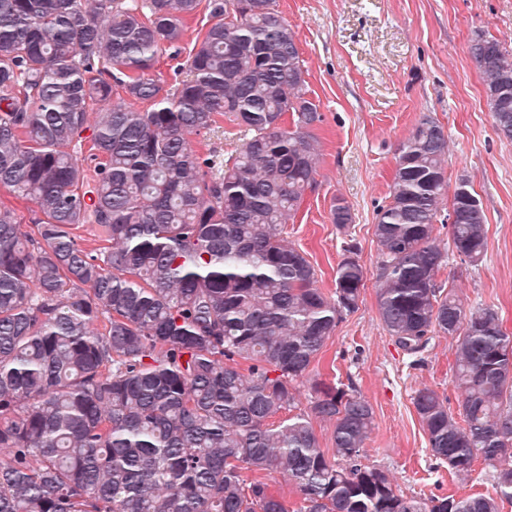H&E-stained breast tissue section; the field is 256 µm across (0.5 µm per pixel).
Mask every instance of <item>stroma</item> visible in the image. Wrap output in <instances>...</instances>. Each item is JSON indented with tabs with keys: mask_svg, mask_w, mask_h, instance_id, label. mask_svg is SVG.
<instances>
[{
	"mask_svg": "<svg viewBox=\"0 0 512 512\" xmlns=\"http://www.w3.org/2000/svg\"><path fill=\"white\" fill-rule=\"evenodd\" d=\"M277 6L297 33L309 96L323 115L317 183L286 227L288 241L314 267L317 287L333 292L344 242L356 243L361 264L375 267L373 225L389 195L395 149L429 115L448 137L449 186L467 178L487 218L483 262L474 266L449 253L439 281L452 283L466 304L494 309L512 333V140L496 132L469 52L483 34L512 54V0H277ZM337 198L353 215L343 228L330 220ZM451 345L440 335L420 357L409 355L383 329L369 284L312 366L319 379L354 386L370 402L374 429L364 462L417 500L466 498L494 487V469L484 461L460 477L431 456L412 403L427 387L458 413Z\"/></svg>",
	"mask_w": 512,
	"mask_h": 512,
	"instance_id": "stroma-1",
	"label": "stroma"
}]
</instances>
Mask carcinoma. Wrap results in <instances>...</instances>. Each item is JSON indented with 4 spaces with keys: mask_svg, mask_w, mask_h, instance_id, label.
I'll list each match as a JSON object with an SVG mask.
<instances>
[{
    "mask_svg": "<svg viewBox=\"0 0 512 512\" xmlns=\"http://www.w3.org/2000/svg\"><path fill=\"white\" fill-rule=\"evenodd\" d=\"M200 4L0 0V187L39 213L23 224L0 205V512H288L273 474L304 512H500L512 336L437 283L442 126L426 115L397 146L375 270L349 244L323 293L283 239L321 162L296 32L276 0H209L167 87L156 64L178 58ZM469 51L512 139V55L483 35ZM222 118L246 132L240 149L197 153L190 136ZM330 215L352 222L341 199ZM447 220L452 251L481 262L486 216L466 178ZM370 277L402 349L454 339L462 421L429 388L413 405L431 455L458 475L492 464L494 493L404 496L362 464L374 411L350 387L315 380L309 411L275 420ZM315 419L332 424L334 454ZM208 1L209 0H202L197 17L194 20H190L188 22L187 32L185 34L183 41L180 43V46L182 48L180 57L178 59V61L180 62H184L186 60L188 54L190 53L194 46L198 30L202 27L204 23L207 22V20H209L208 10L205 8V6L208 4Z\"/></svg>",
    "mask_w": 512,
    "mask_h": 512,
    "instance_id": "carcinoma-1",
    "label": "carcinoma"
}]
</instances>
